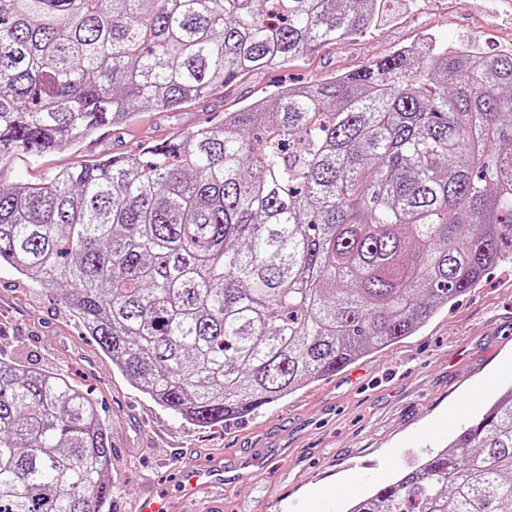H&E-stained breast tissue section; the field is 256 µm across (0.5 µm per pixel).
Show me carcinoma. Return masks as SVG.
Masks as SVG:
<instances>
[{"mask_svg":"<svg viewBox=\"0 0 512 512\" xmlns=\"http://www.w3.org/2000/svg\"><path fill=\"white\" fill-rule=\"evenodd\" d=\"M380 0H0V160L375 27ZM512 242V53L399 50L224 125L0 187V265L204 428L413 335ZM109 425L0 359V512H104ZM347 512H512V387Z\"/></svg>","mask_w":512,"mask_h":512,"instance_id":"carcinoma-1","label":"carcinoma"}]
</instances>
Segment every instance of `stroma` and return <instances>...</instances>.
Returning <instances> with one entry per match:
<instances>
[{"mask_svg":"<svg viewBox=\"0 0 512 512\" xmlns=\"http://www.w3.org/2000/svg\"><path fill=\"white\" fill-rule=\"evenodd\" d=\"M495 54L512 50L504 0H385L378 25L354 40L256 70L224 90L164 112L147 109L124 127L100 129L80 146L0 162V186L37 183L57 171L124 156L224 115L276 86L362 68L426 40ZM0 358L65 374L111 421L112 498L128 512L142 486L175 495L172 464H220L223 512H346L445 446L512 386V259L430 318L413 335L224 426L200 428L141 393L85 335L59 295L0 266ZM248 472L245 480L235 471Z\"/></svg>","mask_w":512,"mask_h":512,"instance_id":"35a3bbf8","label":"stroma"}]
</instances>
